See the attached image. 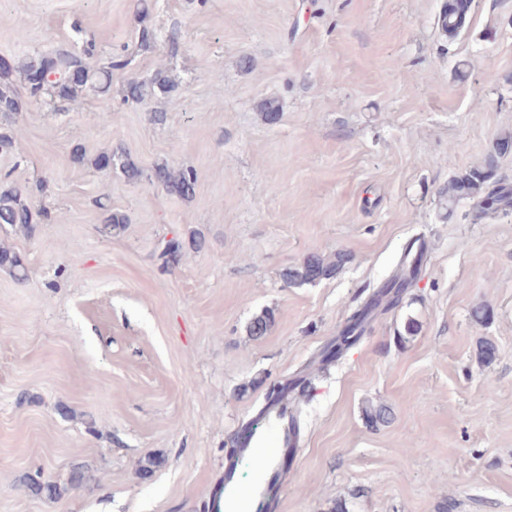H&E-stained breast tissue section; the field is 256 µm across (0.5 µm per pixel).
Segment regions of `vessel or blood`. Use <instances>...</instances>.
I'll use <instances>...</instances> for the list:
<instances>
[{
    "instance_id": "b4317fda",
    "label": "vessel or blood",
    "mask_w": 512,
    "mask_h": 512,
    "mask_svg": "<svg viewBox=\"0 0 512 512\" xmlns=\"http://www.w3.org/2000/svg\"><path fill=\"white\" fill-rule=\"evenodd\" d=\"M299 441V429L291 423L287 394H278L262 428L244 429L237 448L224 456V479L214 490V498L234 506L236 512H245L248 501L264 496L278 500L282 474L293 457ZM246 456L263 458L260 476L253 488H240L235 473L240 460Z\"/></svg>"
}]
</instances>
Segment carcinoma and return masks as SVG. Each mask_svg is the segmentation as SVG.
Instances as JSON below:
<instances>
[{
	"instance_id": "obj_1",
	"label": "carcinoma",
	"mask_w": 512,
	"mask_h": 512,
	"mask_svg": "<svg viewBox=\"0 0 512 512\" xmlns=\"http://www.w3.org/2000/svg\"><path fill=\"white\" fill-rule=\"evenodd\" d=\"M472 6L473 3L468 2L461 10L451 14L446 9H441L437 22L445 35L455 37L459 34ZM125 65L124 60H113L107 70L93 69L86 58L61 50L53 55L34 58L23 64L22 69L29 80L40 73L55 75L56 79L48 81V84L58 97L70 99L89 84L102 91L108 90L112 69ZM12 71L11 64L6 62L0 65V112H19L22 108L21 101L7 86ZM172 89L173 83L164 72L160 71L148 84L137 81L129 83L125 88L124 97L128 101L140 102L157 92L166 94ZM499 159L498 152L492 151L485 156L480 166L452 179L445 191L448 195V208H453V205L459 201L468 200L473 204L475 219L481 221L492 219L511 208L512 187L503 182L490 184L498 168ZM154 178L167 191L183 198L192 196L196 185V174L193 170L174 169L166 164L155 167ZM100 208L104 214L103 232L110 234L125 228L127 224L125 215L112 211L105 202L100 203ZM0 224L17 225L28 233L35 231V215L25 197L15 187H0ZM182 250V241L173 238L165 243L159 257L163 264L167 265L177 261ZM349 260L350 254L343 251H338L331 256L310 253L300 264L286 268L282 278L290 285L313 284L334 277ZM0 268L9 270L19 280L26 277L21 256L7 247H0ZM273 323V313L266 311L253 319L250 333L255 337H262L266 335ZM365 415L367 420L374 424L386 423L390 419L391 409L386 405H369L365 408ZM27 485L33 493L49 499H56L63 492V487L42 479L39 474L29 477Z\"/></svg>"
}]
</instances>
